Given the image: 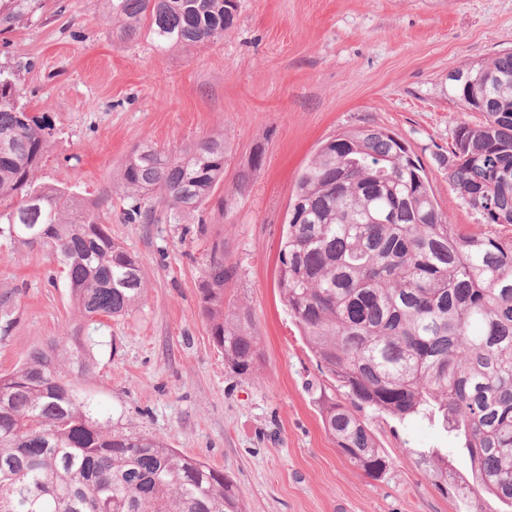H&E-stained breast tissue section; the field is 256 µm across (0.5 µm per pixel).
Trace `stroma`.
<instances>
[{
	"mask_svg": "<svg viewBox=\"0 0 512 512\" xmlns=\"http://www.w3.org/2000/svg\"><path fill=\"white\" fill-rule=\"evenodd\" d=\"M238 2L235 28L203 47L117 41L91 0H28L0 33V68L49 125L38 182L99 200L113 240L146 265L138 308L86 326L96 366L78 388L113 429L223 470L244 512H464L432 475L428 454L444 450L452 479L472 478L440 423L364 412L389 461L378 480L340 452L319 404L332 381L288 312L277 264L299 173L325 141L362 127L400 136L451 223L485 230L439 163L457 119H480L449 97L448 75L512 49V0ZM206 137L223 138L227 162L202 223H125L114 187L131 150L175 152ZM217 240L239 271L228 296L259 339L248 376L225 365L202 309ZM75 323L53 243L0 238V373Z\"/></svg>",
	"mask_w": 512,
	"mask_h": 512,
	"instance_id": "obj_1",
	"label": "stroma"
}]
</instances>
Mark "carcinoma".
<instances>
[{
  "mask_svg": "<svg viewBox=\"0 0 512 512\" xmlns=\"http://www.w3.org/2000/svg\"><path fill=\"white\" fill-rule=\"evenodd\" d=\"M26 0H0L9 28ZM125 40L198 47L236 23L238 0H97ZM449 92L477 123L457 122L448 179L483 219L512 225V52L463 68ZM47 122L0 71V237L53 241L79 313L72 331L0 374V512H242L219 470L161 439L90 417L75 389L94 368L82 331L132 313L147 286L143 260L112 241L99 203L35 181ZM224 140L179 155L152 146L124 161L128 224H186L224 181ZM277 286L320 367L345 401L320 394L324 425L366 475L389 466L361 413L437 418L456 434L476 484L454 493L479 512L482 493L512 505V240L467 233L436 201L425 167L401 138L365 127L326 141L296 180ZM238 277L212 244L202 291L214 343L239 375L254 371L249 311L224 310ZM439 488L448 457L434 454Z\"/></svg>",
  "mask_w": 512,
  "mask_h": 512,
  "instance_id": "obj_1",
  "label": "carcinoma"
}]
</instances>
